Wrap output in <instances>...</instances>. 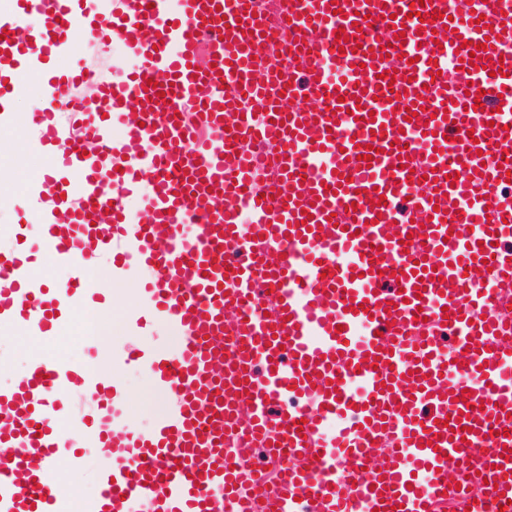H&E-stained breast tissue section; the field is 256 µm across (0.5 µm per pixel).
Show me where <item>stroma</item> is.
Here are the masks:
<instances>
[{
	"label": "stroma",
	"instance_id": "35a3bbf8",
	"mask_svg": "<svg viewBox=\"0 0 512 512\" xmlns=\"http://www.w3.org/2000/svg\"><path fill=\"white\" fill-rule=\"evenodd\" d=\"M138 64V59L121 44L86 37L79 39L77 52L61 64L60 71L65 74L80 65L95 71L103 79L112 80L118 78L121 71L134 69ZM15 152V135H0V244L16 247V236L21 233L31 256L40 257L36 228L41 217L29 206V189L38 171L46 167L49 156L43 150H34L29 154L25 168L19 170L13 165ZM98 310L99 305L95 302L78 307L61 325L59 338L50 344L17 330H0V386L13 384L16 376L37 356L63 362H84L96 370L111 371L113 384L124 394L125 419L139 432L151 431L159 413L168 407V395L156 389L144 369L134 365L111 366L108 355L144 343L151 344L159 352L170 353L177 349L180 338L159 320H150L141 328L131 327V314L127 311L111 315V328L105 342L76 334L74 328L84 315ZM59 464L64 481L79 498L96 494L101 470L96 449H85L80 464H73L67 458L60 459Z\"/></svg>",
	"mask_w": 512,
	"mask_h": 512
}]
</instances>
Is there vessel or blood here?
Returning a JSON list of instances; mask_svg holds the SVG:
<instances>
[{
  "label": "vessel or blood",
  "mask_w": 512,
  "mask_h": 512,
  "mask_svg": "<svg viewBox=\"0 0 512 512\" xmlns=\"http://www.w3.org/2000/svg\"><path fill=\"white\" fill-rule=\"evenodd\" d=\"M411 2L15 0L0 16V109L67 99L95 145L33 113L60 161L30 199L39 248L71 277L45 288L28 255L0 253V324L54 339L63 311L101 298L107 258L116 283L152 269L141 303L182 339L113 359L174 397L146 434L76 362L35 360L0 387V512H71L49 469L79 457L60 390L91 400L82 434L114 456L82 512L512 501V162L493 155L512 143V0ZM277 28L297 46L286 87L264 62ZM81 34L141 60L89 104L84 75L52 72ZM257 448L287 470L269 476Z\"/></svg>",
  "instance_id": "vessel-or-blood-1"
}]
</instances>
